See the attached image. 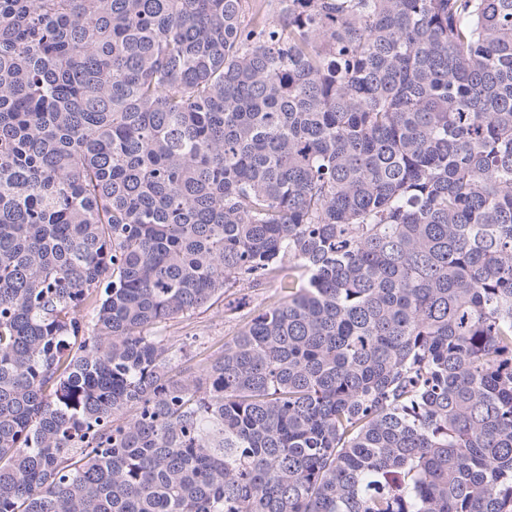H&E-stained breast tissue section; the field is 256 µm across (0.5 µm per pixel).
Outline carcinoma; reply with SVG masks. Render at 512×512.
<instances>
[{
    "label": "carcinoma",
    "mask_w": 512,
    "mask_h": 512,
    "mask_svg": "<svg viewBox=\"0 0 512 512\" xmlns=\"http://www.w3.org/2000/svg\"><path fill=\"white\" fill-rule=\"evenodd\" d=\"M0 512H512V0H0ZM288 273L298 285L306 282L303 272L285 260L281 272L272 275L260 288H250L245 283L231 288L233 295L230 299L240 302L236 310L227 309V299L224 300L223 296L190 316L173 319L161 324L157 331L153 330L152 335L163 336L164 342L174 351L176 373L181 370L185 376L195 373L207 361L221 354L224 344L243 329L253 311L287 294L281 285L288 282Z\"/></svg>",
    "instance_id": "1"
}]
</instances>
